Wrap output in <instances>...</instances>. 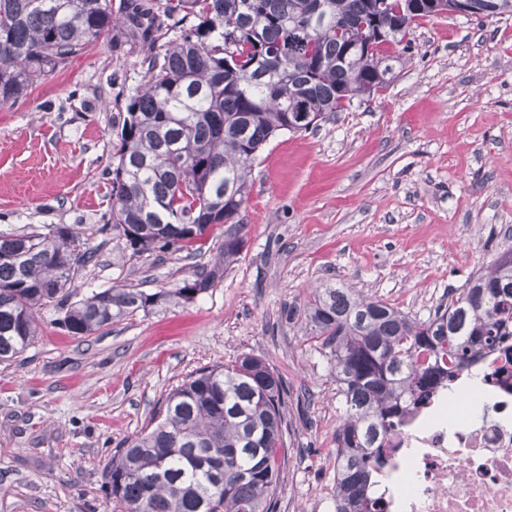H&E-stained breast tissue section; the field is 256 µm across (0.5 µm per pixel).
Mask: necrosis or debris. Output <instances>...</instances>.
<instances>
[{"instance_id":"4bbe7bcc","label":"necrosis or debris","mask_w":512,"mask_h":512,"mask_svg":"<svg viewBox=\"0 0 512 512\" xmlns=\"http://www.w3.org/2000/svg\"><path fill=\"white\" fill-rule=\"evenodd\" d=\"M497 355L454 415L437 413L388 432L380 484L387 512H512V373Z\"/></svg>"}]
</instances>
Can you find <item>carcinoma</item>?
Masks as SVG:
<instances>
[{
  "mask_svg": "<svg viewBox=\"0 0 512 512\" xmlns=\"http://www.w3.org/2000/svg\"><path fill=\"white\" fill-rule=\"evenodd\" d=\"M475 2L491 5L490 19L512 17V0ZM121 9L146 82L112 126V208L101 230L112 225L138 255L187 250L227 224L224 266L174 291L108 288L71 303L75 268L91 260L81 233L60 224L0 233V363L33 342L50 306L63 310L69 334L91 336L212 288L239 252L257 153L278 133L308 131L300 113L324 119L388 86L414 27L438 16L431 0H123ZM110 36L111 0H0V104ZM285 316L305 320L336 369L346 416L336 430L335 512H384L367 494L384 463L382 450L368 455L377 433L489 354L512 365V248L426 320L345 286L317 288ZM287 391L251 355L195 373L167 396L152 431L112 457V512H274Z\"/></svg>",
  "mask_w": 512,
  "mask_h": 512,
  "instance_id": "1",
  "label": "carcinoma"
}]
</instances>
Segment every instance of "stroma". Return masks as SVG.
<instances>
[{"label":"stroma","instance_id":"35a3bbf8","mask_svg":"<svg viewBox=\"0 0 512 512\" xmlns=\"http://www.w3.org/2000/svg\"><path fill=\"white\" fill-rule=\"evenodd\" d=\"M389 86L334 119L270 140L253 161L236 260L206 293L137 311L89 337L55 308L0 364V512H109L113 454L152 428L198 369L252 355L288 385L275 512H335L343 405L329 357L282 319L312 289L346 284L417 320L512 248V17L421 20ZM123 34L102 39L0 105V232L85 231L94 260L75 298L181 287L220 255H132L103 230L112 119L145 84Z\"/></svg>","mask_w":512,"mask_h":512}]
</instances>
